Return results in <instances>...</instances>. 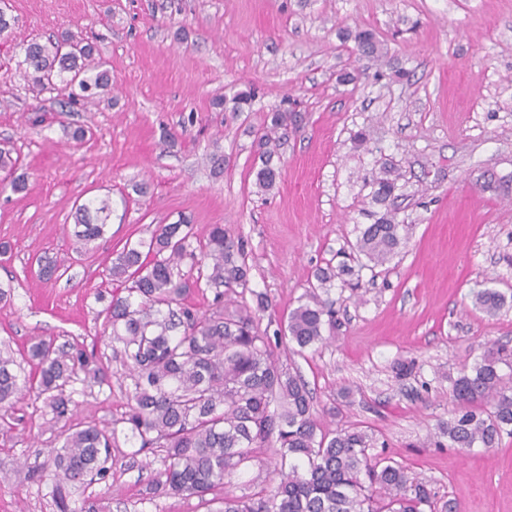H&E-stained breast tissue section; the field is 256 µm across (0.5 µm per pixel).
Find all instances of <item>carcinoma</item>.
<instances>
[{
	"label": "carcinoma",
	"instance_id": "carcinoma-1",
	"mask_svg": "<svg viewBox=\"0 0 512 512\" xmlns=\"http://www.w3.org/2000/svg\"><path fill=\"white\" fill-rule=\"evenodd\" d=\"M346 39L360 55L380 54L374 33L356 28ZM21 64L32 86L44 91L68 90L61 107L86 105L111 82L110 71L89 42L68 36L32 40L23 47ZM251 91L230 100L231 111L251 105ZM288 110L272 114L270 125L257 134L259 189L274 188L279 175L274 163L278 130L297 122ZM0 170L11 177L15 191L26 179L16 174L17 161L0 149ZM394 168L384 165L373 179L372 200L384 207L373 213L356 242L358 254L382 266L398 252L405 225L386 207L397 187ZM112 216L108 198H89L74 208L73 236L78 247L104 237ZM192 225L158 224L149 239L127 243L112 259V280L127 295H114L107 307L112 341L122 345L131 385L128 411L112 430L96 425L69 431L59 448L49 450L45 470L55 482L56 507L69 512L64 491L92 478L106 479L112 448L119 436L136 448L135 454L163 452V469L148 495L197 497L213 495L212 512H461L451 501L437 506L430 484L407 467L376 452V437L359 426L332 434L320 429L312 396L297 368L282 359L302 355L327 342L335 330L331 297L333 281L354 274L342 263L320 268L317 285L298 306L277 323L273 333L260 328L261 314L273 307L268 295L250 291L254 305L226 301L227 292L247 291L250 267L243 245L212 225L203 250L192 248ZM208 271L206 284L214 289V311L200 314L183 304V288L175 269L185 260ZM475 305L494 315L508 304L505 294L484 288L474 294ZM36 371L20 381L14 359L0 353V409L8 410L26 393H34L58 417L75 405L68 392L78 372L103 385L107 370L93 355L67 352L51 341L30 348ZM512 348L496 343L484 347L480 360L452 384L454 416L441 433L448 446L467 451L496 448L503 434L512 435ZM256 461L274 476V485L248 495L226 490L241 467Z\"/></svg>",
	"mask_w": 512,
	"mask_h": 512
}]
</instances>
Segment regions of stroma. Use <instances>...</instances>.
I'll return each mask as SVG.
<instances>
[{
	"instance_id": "stroma-1",
	"label": "stroma",
	"mask_w": 512,
	"mask_h": 512,
	"mask_svg": "<svg viewBox=\"0 0 512 512\" xmlns=\"http://www.w3.org/2000/svg\"><path fill=\"white\" fill-rule=\"evenodd\" d=\"M0 40V148L24 191H0V345L19 377L38 338L101 357L109 381L75 380L59 418L27 394L0 420V512H58L46 451L76 423L111 428L127 410L128 369L106 308L120 286L113 251L159 224L212 225L243 240L250 289L276 314L298 304L317 268L338 265L375 206L382 163L400 178L390 205L406 240L386 265L335 281L334 341L292 356L325 430L371 429L378 451L462 512H512V436L458 453L439 431L452 382L485 343L512 348V307L488 315L473 293L512 295V0H8ZM382 43L362 59L342 35ZM97 43L112 75L94 105L65 112L62 91L32 90L20 47L62 32ZM353 82L338 80L341 72ZM249 89V109L216 99ZM303 116L281 131L280 177L259 192L256 132L285 100ZM83 128V140L72 132ZM366 144H358L357 133ZM175 144L162 145L165 136ZM109 197L104 238L76 253L74 203ZM413 365L410 375L398 363ZM119 442L105 480L70 487L72 512H209L192 497L145 490L162 468L130 466Z\"/></svg>"
}]
</instances>
